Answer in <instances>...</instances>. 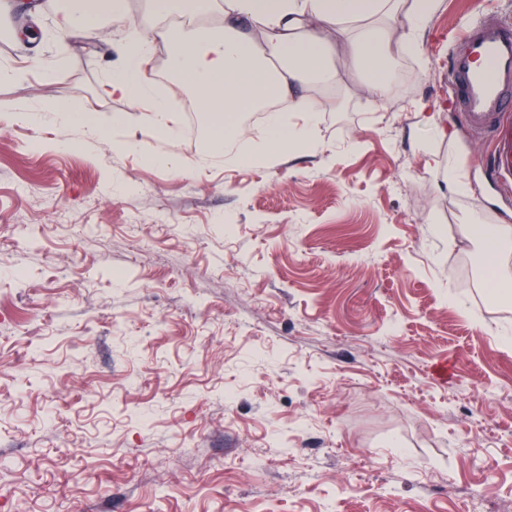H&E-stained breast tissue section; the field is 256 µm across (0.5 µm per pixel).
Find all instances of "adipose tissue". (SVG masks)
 <instances>
[{
  "instance_id": "ef3b65f1",
  "label": "adipose tissue",
  "mask_w": 512,
  "mask_h": 512,
  "mask_svg": "<svg viewBox=\"0 0 512 512\" xmlns=\"http://www.w3.org/2000/svg\"><path fill=\"white\" fill-rule=\"evenodd\" d=\"M121 2L60 0L56 30L63 36L80 31ZM439 6L440 0H146L152 25L121 47L110 91L132 106L149 104L155 129L169 133L175 116L152 96L143 71L155 46L167 45V67L210 117L215 144L246 139L241 114L263 108L269 150L252 156L257 165L316 147L323 107L318 82L339 84L351 71L367 94L386 99L388 61L419 48ZM179 17L213 25L173 41L169 31Z\"/></svg>"
}]
</instances>
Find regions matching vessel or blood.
Segmentation results:
<instances>
[{
  "instance_id": "b4317fda",
  "label": "vessel or blood",
  "mask_w": 512,
  "mask_h": 512,
  "mask_svg": "<svg viewBox=\"0 0 512 512\" xmlns=\"http://www.w3.org/2000/svg\"><path fill=\"white\" fill-rule=\"evenodd\" d=\"M449 69L455 108L471 132L490 136L491 174L512 187V17L481 16L468 24Z\"/></svg>"
}]
</instances>
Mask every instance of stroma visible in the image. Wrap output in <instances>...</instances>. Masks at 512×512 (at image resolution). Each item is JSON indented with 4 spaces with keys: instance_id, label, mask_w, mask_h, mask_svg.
Here are the masks:
<instances>
[{
    "instance_id": "1",
    "label": "stroma",
    "mask_w": 512,
    "mask_h": 512,
    "mask_svg": "<svg viewBox=\"0 0 512 512\" xmlns=\"http://www.w3.org/2000/svg\"><path fill=\"white\" fill-rule=\"evenodd\" d=\"M495 12L512 0H441L385 101L324 88L318 149L270 166L225 165L205 114L167 140L109 93L144 0L65 42L49 0L0 38L24 73L0 101L37 114L0 128V512H470L471 481L504 512L512 290H486L463 221L512 225V196L448 105L452 40ZM166 56L146 77L171 106L192 93ZM74 99L108 142L51 117Z\"/></svg>"
}]
</instances>
